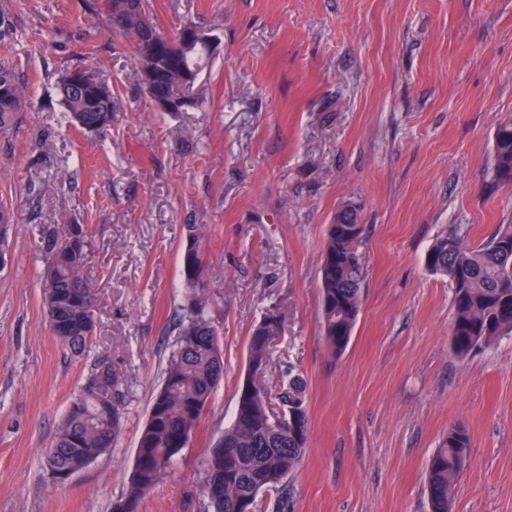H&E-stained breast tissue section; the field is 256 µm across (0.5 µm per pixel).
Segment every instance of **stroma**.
<instances>
[{
  "instance_id": "stroma-1",
  "label": "stroma",
  "mask_w": 512,
  "mask_h": 512,
  "mask_svg": "<svg viewBox=\"0 0 512 512\" xmlns=\"http://www.w3.org/2000/svg\"><path fill=\"white\" fill-rule=\"evenodd\" d=\"M151 2L163 32L190 21L214 40L194 88L203 106L154 110L132 47L84 0H0V64L23 73L32 102L0 135V203L14 213L0 266V512H112L126 491L186 302L191 224L205 227L224 379L139 512H204V452L232 420L270 308L285 331L263 382L275 401L304 379L309 436L288 507L272 489L260 512H429L427 462L452 423L470 435L453 512H512V336L456 355L451 285L424 265L440 234L477 246L512 224V182L493 160L512 123V0ZM90 64L117 105L102 138L69 124L54 89ZM346 204L363 224V296L334 358L319 268ZM74 223L88 227L97 296L80 354L40 300L41 236ZM104 357L129 388L121 434L55 483L43 451Z\"/></svg>"
}]
</instances>
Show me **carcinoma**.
<instances>
[{"instance_id": "obj_1", "label": "carcinoma", "mask_w": 512, "mask_h": 512, "mask_svg": "<svg viewBox=\"0 0 512 512\" xmlns=\"http://www.w3.org/2000/svg\"><path fill=\"white\" fill-rule=\"evenodd\" d=\"M107 17L119 13L126 26L113 28L129 42L139 66L158 67L162 76L156 93L170 96L193 93L187 74L203 70L208 52L195 45L181 46L182 31L172 35L153 22L146 0H102ZM56 90L71 119L87 133L101 134L112 127L115 104L112 89L96 69L81 67L63 73ZM27 100L22 77L0 65V134L17 127ZM497 176L512 182V124L495 134ZM190 243L181 254V276L189 291L178 326L176 349L163 373L160 391L151 402L136 449L128 488L114 509L138 512L142 498L156 485L173 457L184 448L199 425L211 397L224 377V349L218 321L204 291L208 271L198 242L204 225H188ZM362 225L357 210L345 205L329 225L320 259V316L322 332L332 354H342L352 336L361 305L363 282L359 241ZM44 269L41 298L49 324H68L64 343L81 352L96 327V292L84 276L91 252L88 228L68 224L64 239L55 232L42 237ZM425 268L448 277L454 290L453 346L466 355L512 335V224H502L489 240L468 247L454 232L438 236L425 255ZM283 332V320L268 310L254 326L248 342L247 372L237 391L234 418L204 459V487H222V496L207 498L206 512H258V497L271 488L287 492L288 476L302 460L308 441L307 418L297 428L273 424L270 401L256 372L265 369L273 342ZM302 379L292 377L283 401L306 411ZM123 382L105 359L91 367L86 384L71 400L53 441L45 450L48 470L73 473L112 447L122 429ZM470 437L451 424L428 462L426 493L430 512H451L452 489L467 462Z\"/></svg>"}]
</instances>
